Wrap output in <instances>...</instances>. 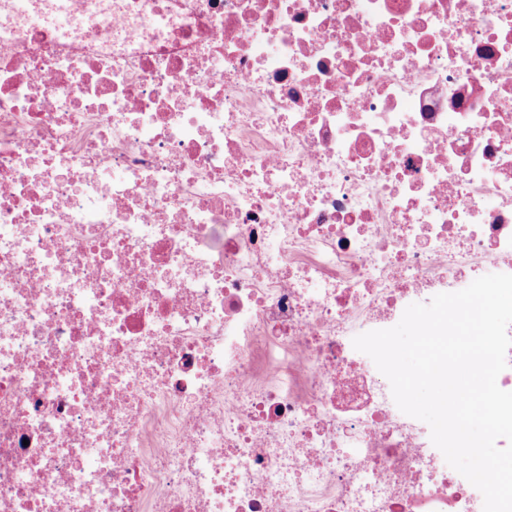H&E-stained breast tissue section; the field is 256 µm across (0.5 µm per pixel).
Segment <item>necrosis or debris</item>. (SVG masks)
I'll return each mask as SVG.
<instances>
[{"label": "necrosis or debris", "mask_w": 512, "mask_h": 512, "mask_svg": "<svg viewBox=\"0 0 512 512\" xmlns=\"http://www.w3.org/2000/svg\"><path fill=\"white\" fill-rule=\"evenodd\" d=\"M0 0V512H483L353 336L512 274V0Z\"/></svg>", "instance_id": "necrosis-or-debris-1"}]
</instances>
